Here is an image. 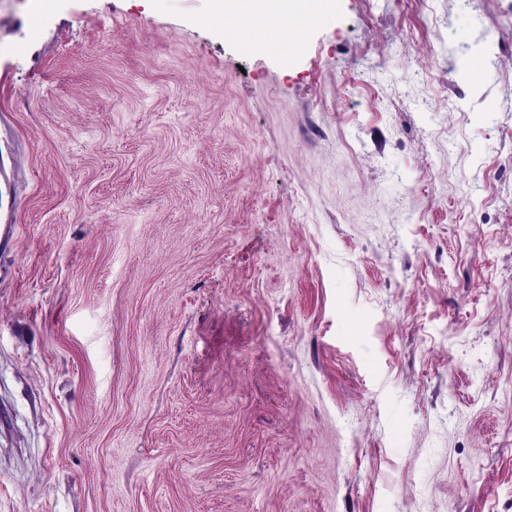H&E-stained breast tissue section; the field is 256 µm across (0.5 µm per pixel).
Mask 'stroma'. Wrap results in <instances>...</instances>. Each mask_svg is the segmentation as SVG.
I'll use <instances>...</instances> for the list:
<instances>
[{"label": "stroma", "instance_id": "1", "mask_svg": "<svg viewBox=\"0 0 512 512\" xmlns=\"http://www.w3.org/2000/svg\"><path fill=\"white\" fill-rule=\"evenodd\" d=\"M314 6L0 0V512H512V0ZM213 10L208 17L219 18L223 23L226 11H245L253 15H260L267 19L276 16H288L299 5L300 0H213Z\"/></svg>", "mask_w": 512, "mask_h": 512}]
</instances>
